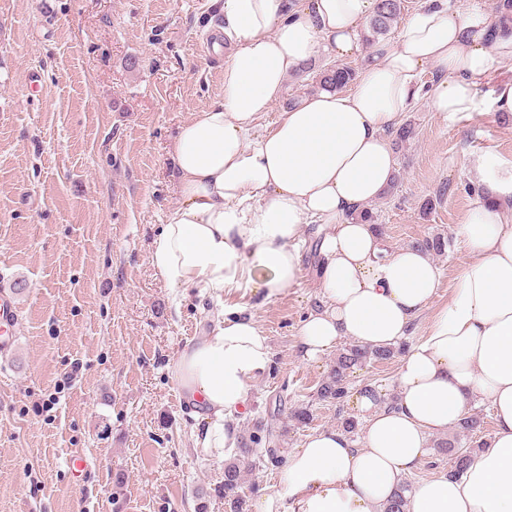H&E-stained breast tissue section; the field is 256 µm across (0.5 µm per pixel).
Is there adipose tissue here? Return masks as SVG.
Returning <instances> with one entry per match:
<instances>
[{"label":"adipose tissue","instance_id":"1","mask_svg":"<svg viewBox=\"0 0 512 512\" xmlns=\"http://www.w3.org/2000/svg\"><path fill=\"white\" fill-rule=\"evenodd\" d=\"M215 34L229 54L224 93L181 125L171 154L180 202L150 251L172 288L212 296L247 284L262 301L297 284L299 244L317 227L320 304L299 331L301 358L342 341L394 347L434 299L440 270L429 252L387 247L358 214L389 189L397 169L389 134L437 73L433 111L456 121L476 110L482 78L512 61V10L492 16L448 0H422L394 41L375 45L351 90L302 97L267 131L289 77L320 55L360 49L375 0H214ZM479 201L457 233L467 256L425 336L401 357L389 389L357 395L362 447L338 428L309 435L290 456L282 489L259 512H384L404 492L406 512H512V160L486 151L472 163ZM270 344L252 314L220 312L209 335L172 366L204 412L193 447L241 444L239 416L268 370ZM495 433L458 476L407 477L474 400Z\"/></svg>","mask_w":512,"mask_h":512}]
</instances>
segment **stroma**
I'll return each instance as SVG.
<instances>
[{"label":"stroma","mask_w":512,"mask_h":512,"mask_svg":"<svg viewBox=\"0 0 512 512\" xmlns=\"http://www.w3.org/2000/svg\"><path fill=\"white\" fill-rule=\"evenodd\" d=\"M214 15L212 0H0V273L26 283L0 357V512H224V460L193 448L194 409L168 369L221 307L253 314L271 347L240 420L242 438L274 433L240 460L248 512L307 435L354 412L317 397L335 352L297 355L321 295L315 225L298 284L270 303L245 287L219 302L174 289L150 264L180 201L171 146L223 93L224 59L206 46ZM505 80L512 63L455 123L420 98L402 118L415 135L396 151L398 184L371 205L389 246L450 238L439 306L466 259L455 230L477 200L469 163L487 150L512 159V112L491 106ZM302 407L304 425L291 418Z\"/></svg>","instance_id":"stroma-1"}]
</instances>
